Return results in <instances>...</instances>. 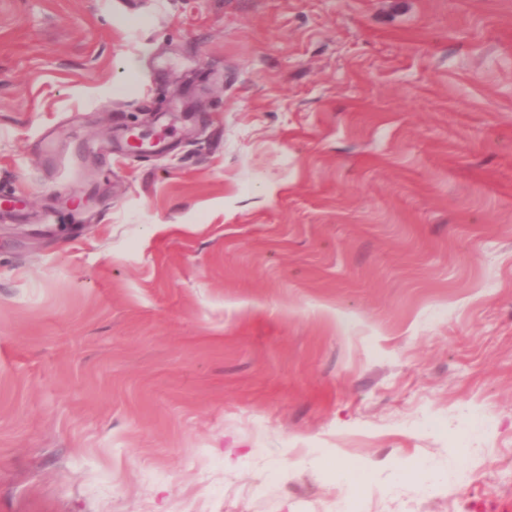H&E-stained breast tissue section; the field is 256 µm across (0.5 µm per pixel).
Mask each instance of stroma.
I'll list each match as a JSON object with an SVG mask.
<instances>
[{
	"label": "stroma",
	"mask_w": 512,
	"mask_h": 512,
	"mask_svg": "<svg viewBox=\"0 0 512 512\" xmlns=\"http://www.w3.org/2000/svg\"><path fill=\"white\" fill-rule=\"evenodd\" d=\"M2 196L0 512H512V0H0Z\"/></svg>",
	"instance_id": "1"
}]
</instances>
